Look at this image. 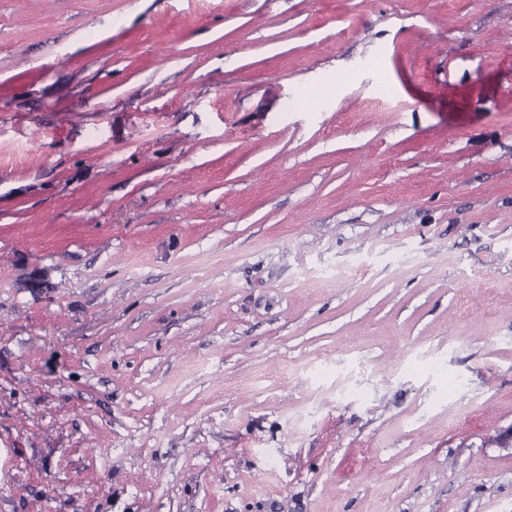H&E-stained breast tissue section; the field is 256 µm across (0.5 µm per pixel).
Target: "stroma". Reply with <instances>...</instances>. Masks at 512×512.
I'll list each match as a JSON object with an SVG mask.
<instances>
[{
    "label": "stroma",
    "mask_w": 512,
    "mask_h": 512,
    "mask_svg": "<svg viewBox=\"0 0 512 512\" xmlns=\"http://www.w3.org/2000/svg\"><path fill=\"white\" fill-rule=\"evenodd\" d=\"M0 512H512V0H0Z\"/></svg>",
    "instance_id": "1"
}]
</instances>
